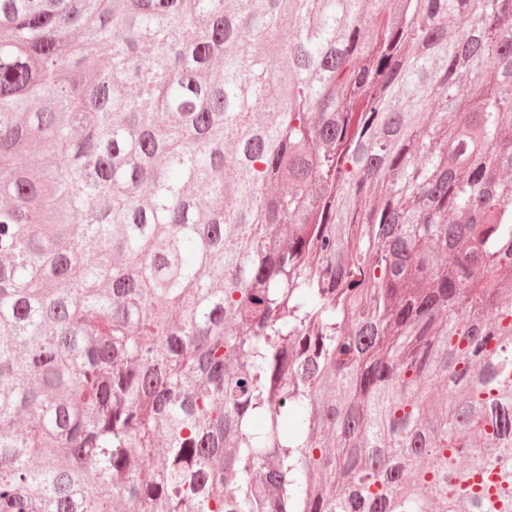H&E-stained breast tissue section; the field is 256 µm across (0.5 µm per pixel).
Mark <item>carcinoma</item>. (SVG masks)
I'll use <instances>...</instances> for the list:
<instances>
[{
	"label": "carcinoma",
	"instance_id": "cac0c4a2",
	"mask_svg": "<svg viewBox=\"0 0 512 512\" xmlns=\"http://www.w3.org/2000/svg\"><path fill=\"white\" fill-rule=\"evenodd\" d=\"M0 512H512V0H0Z\"/></svg>",
	"mask_w": 512,
	"mask_h": 512
}]
</instances>
